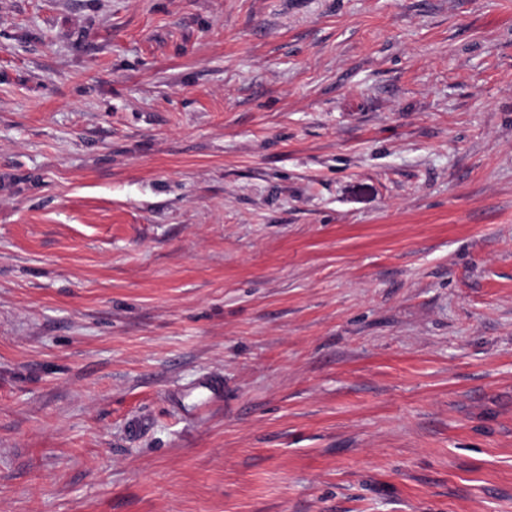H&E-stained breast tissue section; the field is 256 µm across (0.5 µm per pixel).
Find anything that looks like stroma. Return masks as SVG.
Here are the masks:
<instances>
[{"instance_id":"obj_1","label":"stroma","mask_w":512,"mask_h":512,"mask_svg":"<svg viewBox=\"0 0 512 512\" xmlns=\"http://www.w3.org/2000/svg\"><path fill=\"white\" fill-rule=\"evenodd\" d=\"M0 512H512V0H0Z\"/></svg>"}]
</instances>
